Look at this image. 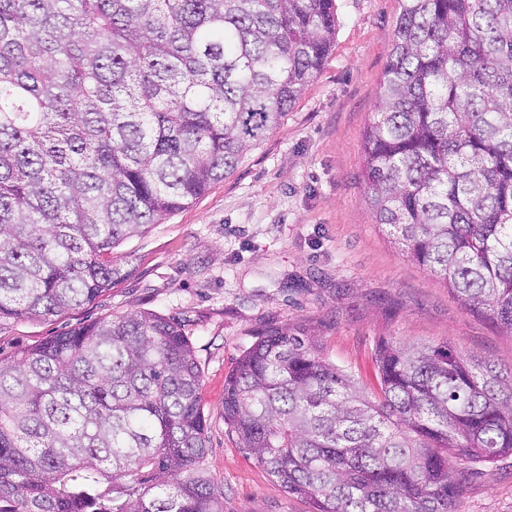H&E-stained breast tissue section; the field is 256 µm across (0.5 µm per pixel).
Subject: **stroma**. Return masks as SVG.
Instances as JSON below:
<instances>
[{
  "label": "stroma",
  "instance_id": "obj_1",
  "mask_svg": "<svg viewBox=\"0 0 512 512\" xmlns=\"http://www.w3.org/2000/svg\"><path fill=\"white\" fill-rule=\"evenodd\" d=\"M335 45L279 125L190 207L114 249L129 275L61 317L0 324V356L131 313L178 321L201 371L207 475L224 512H312L240 448L224 422V379L274 330L316 337L367 392L374 350L450 341L465 359L512 368V336L465 310L390 243L361 180L364 135L390 60L399 0H335ZM459 512H512V456L478 464Z\"/></svg>",
  "mask_w": 512,
  "mask_h": 512
}]
</instances>
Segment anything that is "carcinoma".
<instances>
[{"instance_id":"cac0c4a2","label":"carcinoma","mask_w":512,"mask_h":512,"mask_svg":"<svg viewBox=\"0 0 512 512\" xmlns=\"http://www.w3.org/2000/svg\"><path fill=\"white\" fill-rule=\"evenodd\" d=\"M335 0H0V322L63 316L113 249L232 173L301 97ZM376 223L512 336V0H400L364 138ZM378 391L275 331L224 422L312 512H457L512 455V369L448 341L375 350ZM173 318L102 319L0 358V512H224Z\"/></svg>"}]
</instances>
